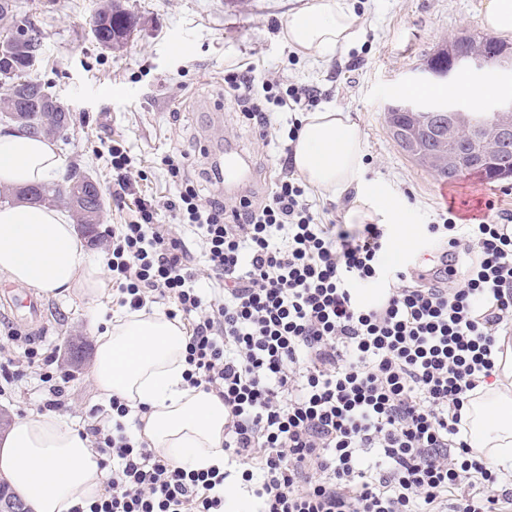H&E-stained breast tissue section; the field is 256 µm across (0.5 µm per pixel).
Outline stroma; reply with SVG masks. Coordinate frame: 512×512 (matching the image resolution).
I'll return each mask as SVG.
<instances>
[{"label": "stroma", "mask_w": 512, "mask_h": 512, "mask_svg": "<svg viewBox=\"0 0 512 512\" xmlns=\"http://www.w3.org/2000/svg\"><path fill=\"white\" fill-rule=\"evenodd\" d=\"M303 0H123L137 15L128 41L102 47L91 32L95 0H16L18 23L31 25L41 41L33 80L68 107L72 122L56 144L64 164H79L100 184L105 226L130 220V207L112 200L109 149L129 146L142 176L138 195L164 203L173 192L162 155L182 152L184 166L213 163L233 142L249 159L253 189L274 188L282 171L273 149L238 124L235 104L224 96V71L238 65L259 75L318 88L322 107L351 112L363 136V180L398 206L414 230L411 261L431 268L440 252L426 237L447 207L456 215L477 213L481 201L512 210V178L470 174L442 183L417 166L392 140L384 106L394 97L423 96L410 84L412 70L459 36L476 35L486 0H349L360 17V33L348 47L321 59L297 55L283 38L288 17ZM40 323L25 320L0 300V337L15 331L55 350L62 369L75 379L68 390L74 413L99 408L88 372L95 341L93 315L116 311L111 297L92 302L48 295Z\"/></svg>", "instance_id": "1"}]
</instances>
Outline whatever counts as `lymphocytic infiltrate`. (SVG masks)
Wrapping results in <instances>:
<instances>
[{
    "mask_svg": "<svg viewBox=\"0 0 512 512\" xmlns=\"http://www.w3.org/2000/svg\"><path fill=\"white\" fill-rule=\"evenodd\" d=\"M254 68L224 72V93L255 137L288 113L292 148L318 90L284 94ZM174 185L157 225L154 200L113 225L108 261L120 307L156 304L187 323V382L224 402V466L187 471L129 434L130 407L84 424L112 473L104 493L72 512H224L225 481H258V512H512V486L464 439L461 411L512 335V211L460 230L428 225L444 241V269L417 275L387 266L382 224L324 222L306 184L284 173L264 197L227 205L213 166L188 175L162 157ZM202 255L211 293L198 285ZM389 289L372 304L362 287ZM0 350V395L36 374L40 410L69 411L71 375L55 353L11 334Z\"/></svg>",
    "mask_w": 512,
    "mask_h": 512,
    "instance_id": "lymphocytic-infiltrate-1",
    "label": "lymphocytic infiltrate"
}]
</instances>
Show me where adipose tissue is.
I'll return each mask as SVG.
<instances>
[{"label":"adipose tissue","instance_id":"1","mask_svg":"<svg viewBox=\"0 0 512 512\" xmlns=\"http://www.w3.org/2000/svg\"><path fill=\"white\" fill-rule=\"evenodd\" d=\"M360 18L348 0H307L284 28L301 55L321 58L346 48ZM292 163L318 191L340 197L361 189L359 126L340 108L309 113ZM62 164L49 137L0 130V188L48 182ZM0 274L52 295L98 300L109 287L102 261L88 253L74 224L54 207L26 201L0 207ZM186 334L160 310L120 312L95 331L88 378L100 396L140 412L141 436L157 455L187 470L224 464V403L185 379ZM491 383L462 411L478 455L512 466V348ZM110 474L68 415L32 412L0 438V479L29 512H70L100 496Z\"/></svg>","mask_w":512,"mask_h":512}]
</instances>
